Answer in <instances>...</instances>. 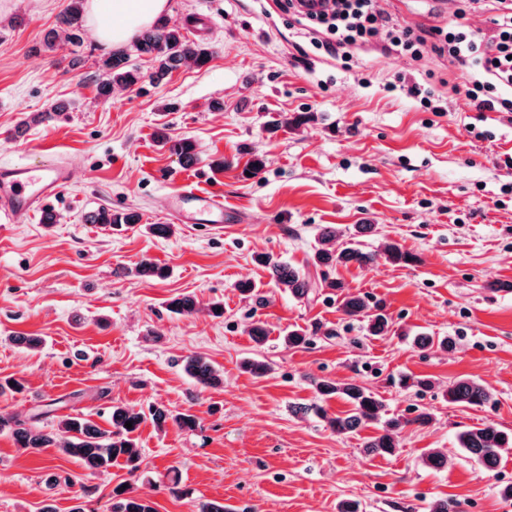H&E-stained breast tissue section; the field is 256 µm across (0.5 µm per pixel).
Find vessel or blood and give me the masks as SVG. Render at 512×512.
Masks as SVG:
<instances>
[{
	"label": "vessel or blood",
	"instance_id": "obj_1",
	"mask_svg": "<svg viewBox=\"0 0 512 512\" xmlns=\"http://www.w3.org/2000/svg\"><path fill=\"white\" fill-rule=\"evenodd\" d=\"M72 180L70 167L38 161L26 165L0 167V213L14 219L39 210L57 197ZM168 213L182 224H208L224 229V200L191 186L168 194Z\"/></svg>",
	"mask_w": 512,
	"mask_h": 512
}]
</instances>
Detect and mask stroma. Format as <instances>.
<instances>
[{
  "label": "stroma",
  "instance_id": "35a3bbf8",
  "mask_svg": "<svg viewBox=\"0 0 512 512\" xmlns=\"http://www.w3.org/2000/svg\"><path fill=\"white\" fill-rule=\"evenodd\" d=\"M68 0H0V163L41 158L70 161L73 182L49 205L57 222L40 216L0 222V380L20 391L0 395V416L44 426L92 413L108 427L106 407L140 411L148 404L196 415L201 428L158 430L144 423L136 441L143 471L124 463L92 474L56 448L30 454L0 430V512H107L112 491L129 486L148 495L156 512H198L218 501L231 512H337L344 500L363 512H425L451 498L461 512H512L498 494L512 482V450L485 470L466 458L460 431L491 422L512 431V115H479L464 96L448 110L427 112L395 89L397 76L425 82L427 71L457 82L460 72L431 56L417 66L375 42L356 50L349 68L311 45L273 0H170L166 18L181 26L200 14L209 21L208 64L186 62L160 84L114 88L100 97L101 61L113 51L89 21L80 47L43 49ZM386 16L430 28L451 21L455 0H380ZM80 56L71 65L72 56ZM65 105L60 119L20 126L21 117ZM311 120L294 126L288 117ZM491 130L475 138L471 127ZM191 140L199 154L185 166L158 133ZM263 168L248 174L254 156ZM224 198V230L175 224L171 236L147 232L165 224L161 198L184 185ZM107 206L131 208L140 225L114 231L86 220ZM375 253L366 268L325 270L340 289L300 301L269 282L258 257L303 267L321 225L340 230L348 245L355 225ZM393 243L412 255L394 264ZM167 267L163 279L135 276L137 262ZM252 284L257 299L239 286ZM193 294L190 317L167 312L170 298ZM382 302L393 327L368 336L364 320L347 318L343 295ZM222 301L224 315L207 308ZM269 335L256 346L253 321ZM301 328L308 344L288 349L285 331ZM416 333L449 336L448 351L414 349ZM42 337L39 349L16 347L11 336ZM193 353L224 373L216 389L199 391L183 371ZM271 364L263 377L243 372V359ZM429 378L424 391L403 377ZM353 382L375 391L384 417L427 409L433 421L409 426L401 448L368 455L371 422L340 436L318 409L344 415L345 400L320 396L315 379ZM471 377L492 401L481 408L449 405L448 384ZM305 406L294 414L292 405ZM443 450L447 463L421 457ZM178 470L182 495L167 489Z\"/></svg>",
  "mask_w": 512,
  "mask_h": 512
}]
</instances>
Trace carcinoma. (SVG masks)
Segmentation results:
<instances>
[{"mask_svg": "<svg viewBox=\"0 0 512 512\" xmlns=\"http://www.w3.org/2000/svg\"><path fill=\"white\" fill-rule=\"evenodd\" d=\"M84 13V0H68L66 8L58 15L56 25L45 37L43 46L48 50L55 49L58 40L77 46L80 37L77 34ZM134 50L139 56H147L153 62L152 71L144 74L136 67L130 66V55L125 51H116L102 60L101 68L106 78L100 83L98 91L102 97H108L116 87L130 88L149 79L152 83L161 82L174 69L187 60L198 66L209 62L212 56L210 48L200 42H193L180 30L169 25L164 18L157 20L152 26L142 30L134 42ZM169 150L178 156L185 165L198 162L199 157L194 143L187 139H172L161 136ZM91 224L120 227L139 223L140 216L125 209L101 207L87 216ZM340 232L332 225L324 226L319 234L318 245L311 254V263L316 268L335 267L337 265L355 264L359 267L371 265L376 254L366 252L355 246L339 248L336 246ZM385 258L395 264H408L413 261L412 255L403 251L396 244H388L384 248ZM262 264L267 268L270 283L281 288L298 300H309L314 297L320 285L309 272L301 270L284 261L263 257ZM137 276L145 279L163 278L165 268L143 259L135 266ZM167 310L178 316H192L199 311L194 296L181 294L169 299ZM340 309L351 318L369 317L366 331L371 336H381L390 331L388 317L383 313L369 314L371 303L369 298L361 295H345L341 299ZM414 346L421 350L436 347L448 350L453 346L451 338L446 336L414 337ZM244 371L260 377L272 370L269 363L257 358L242 361ZM184 371L195 382L200 390L217 387L223 382V373L206 356L192 354L184 359ZM316 390L322 396L336 395L351 405L349 412L343 416L329 417L330 429L338 435L356 432L363 425L377 420L383 410V402L378 394L369 388L356 383H340L330 378H322L316 382ZM444 397L452 405L467 407H483L490 402L489 390L480 382L471 378H459L448 385ZM112 429L100 428L86 414L68 416L62 419L55 429H46L36 425L39 418L21 421L13 418H0V428H9L19 448L29 453H39L45 448H59L75 458L88 470L104 471L113 462L123 459L129 473L136 474L144 464V456L138 448L135 433L147 420L158 429L164 430L172 425L181 431H194L200 427V421L194 414L173 413L167 407L151 404L148 411L136 412L123 405L114 404L109 410ZM432 421V415L425 409L403 420L392 417L380 428V433L366 441L363 445L368 454L392 455L401 445V433L409 424L426 426ZM132 423V428L125 423ZM458 443L467 457L488 470L497 467L501 454L512 449V433H507L493 423H484L462 431L458 435ZM109 512H156L153 502L141 495L129 494V489L117 487L112 492Z\"/></svg>", "mask_w": 512, "mask_h": 512, "instance_id": "carcinoma-1", "label": "carcinoma"}]
</instances>
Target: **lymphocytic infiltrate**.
Returning a JSON list of instances; mask_svg holds the SVG:
<instances>
[{
    "mask_svg": "<svg viewBox=\"0 0 512 512\" xmlns=\"http://www.w3.org/2000/svg\"><path fill=\"white\" fill-rule=\"evenodd\" d=\"M304 2L278 0V5L304 27L315 45L342 63L351 61L353 50L377 41L415 62L435 55L461 68L463 80L453 90L464 95L473 109L512 112V97L505 95L512 90V0H493L494 13L484 30L465 22L483 0H459L454 22L427 30L379 22L376 0H320L316 12L303 11Z\"/></svg>",
    "mask_w": 512,
    "mask_h": 512,
    "instance_id": "f902f5d3",
    "label": "lymphocytic infiltrate"
}]
</instances>
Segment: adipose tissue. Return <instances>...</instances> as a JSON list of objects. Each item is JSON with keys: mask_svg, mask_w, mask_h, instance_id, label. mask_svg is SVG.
Listing matches in <instances>:
<instances>
[{"mask_svg": "<svg viewBox=\"0 0 512 512\" xmlns=\"http://www.w3.org/2000/svg\"><path fill=\"white\" fill-rule=\"evenodd\" d=\"M88 7L99 39L121 45L163 15L168 0H88Z\"/></svg>", "mask_w": 512, "mask_h": 512, "instance_id": "ef3b65f1", "label": "adipose tissue"}]
</instances>
